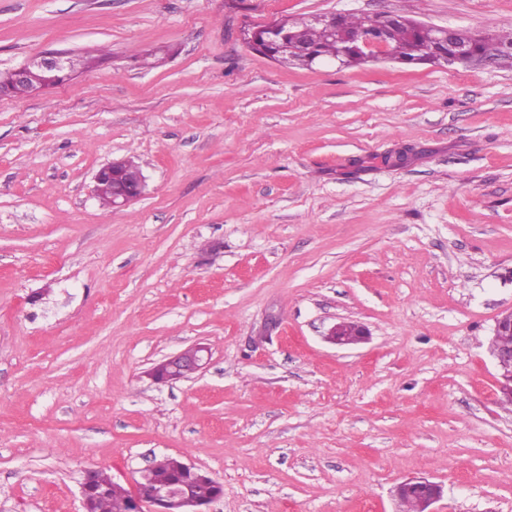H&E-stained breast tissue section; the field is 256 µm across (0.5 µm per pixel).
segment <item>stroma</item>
Instances as JSON below:
<instances>
[{
    "mask_svg": "<svg viewBox=\"0 0 512 512\" xmlns=\"http://www.w3.org/2000/svg\"><path fill=\"white\" fill-rule=\"evenodd\" d=\"M331 10L512 26V0H0V72L93 59L0 98V512H83L86 470L161 456L221 484L208 512H398L410 477L512 512V70L243 40ZM129 157L143 196L103 208ZM197 343L198 378H150ZM69 60L70 56L68 53L58 51L45 52L28 60L19 67L11 69L9 73H0V84L3 82L9 87V97H20L33 93L38 82L48 77L47 75L37 74V80H33L36 71L52 75L55 79V85L61 84L69 80L74 72L70 67ZM9 74L12 82L27 84L12 83ZM126 160L127 159L112 161L111 163L101 167L95 174L93 192L96 196H98V193L102 188L101 183L104 177H109L112 178V180L115 179L117 181L114 183L112 193L110 185H108L101 190L98 196L101 206L106 209H110L111 205L112 209L125 207L132 201L138 199L144 193V176H140L138 181L133 184L125 183L122 180L118 181V178L122 179V171L126 166ZM139 173L140 166L135 162V160L129 158L124 170V178L126 180L133 181L137 178ZM326 336L332 343L350 345L362 341L367 336V332L362 326L334 324ZM495 344L512 348V335L495 341ZM505 348L493 347L491 353L499 373V378L497 376L498 391L501 397L512 402V349Z\"/></svg>",
    "mask_w": 512,
    "mask_h": 512,
    "instance_id": "stroma-1",
    "label": "stroma"
}]
</instances>
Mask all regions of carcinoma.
<instances>
[{"label":"carcinoma","instance_id":"cac0c4a2","mask_svg":"<svg viewBox=\"0 0 512 512\" xmlns=\"http://www.w3.org/2000/svg\"><path fill=\"white\" fill-rule=\"evenodd\" d=\"M344 26L362 34H372L383 31L386 40L396 59L401 63L433 62L435 38L422 22L407 19L404 24H391L381 14L366 17L346 16ZM279 32L288 37V43H299L305 46L291 53L288 62L295 65L311 66L306 51L310 50L322 59L333 60L342 50V45L336 35L321 28L309 19H280L274 21ZM253 43L250 47L267 56L276 51L273 43L267 42L262 31L252 30ZM457 43H467L473 46L475 59L472 67L483 68L507 67L512 69V29L499 34L482 36L470 30L457 29L454 32ZM44 80V75L27 84H14L10 81L9 73H0V83L9 87V96L20 97L35 91L38 83ZM181 460L167 456L155 473L157 478L176 477L179 475ZM98 482L107 485L103 492L89 493L87 512H128V490L101 470L95 471Z\"/></svg>","mask_w":512,"mask_h":512}]
</instances>
